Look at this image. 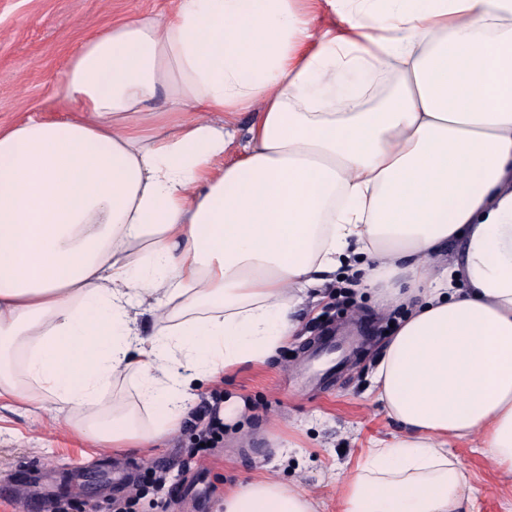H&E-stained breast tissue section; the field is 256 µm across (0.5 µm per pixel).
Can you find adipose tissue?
<instances>
[{
    "label": "adipose tissue",
    "instance_id": "adipose-tissue-1",
    "mask_svg": "<svg viewBox=\"0 0 512 512\" xmlns=\"http://www.w3.org/2000/svg\"><path fill=\"white\" fill-rule=\"evenodd\" d=\"M355 73L393 85L369 105ZM63 97V120L0 127V398L156 445L341 270L407 315L372 377L403 434L340 512H460L452 438L512 474V0H173L89 37ZM128 376L148 418L111 402ZM222 507L314 512L267 476ZM257 121V112H240L234 118V139L225 152L226 159H232L247 145L250 129Z\"/></svg>",
    "mask_w": 512,
    "mask_h": 512
}]
</instances>
